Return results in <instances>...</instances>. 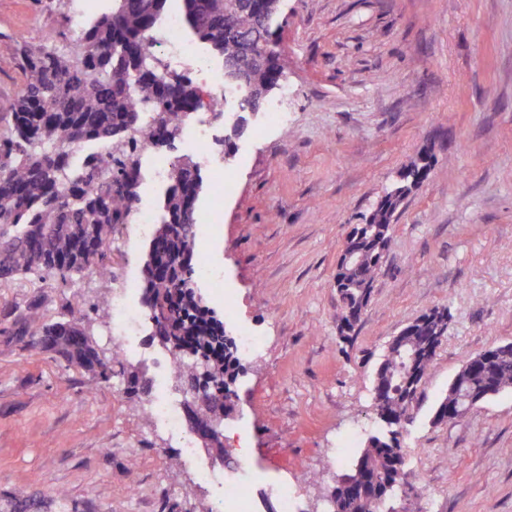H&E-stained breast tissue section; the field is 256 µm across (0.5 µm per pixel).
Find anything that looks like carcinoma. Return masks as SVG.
Segmentation results:
<instances>
[{"label": "carcinoma", "instance_id": "1", "mask_svg": "<svg viewBox=\"0 0 512 512\" xmlns=\"http://www.w3.org/2000/svg\"><path fill=\"white\" fill-rule=\"evenodd\" d=\"M170 0H112V9L91 20L77 39L60 47L50 34L39 45L16 41L24 88L8 127L0 131V281L30 275L65 282L85 273L112 272L109 251L118 224L135 220L140 200L141 148L171 145L186 120L200 109L198 87L173 74L154 52V35ZM189 36L209 45L224 64L226 81L243 91L240 111L261 112L282 86L279 28L282 0H177ZM160 225L150 247L158 266L146 265L142 280L154 335L173 336L192 353L174 361L179 384L200 383L196 361L210 364L207 395L219 399L224 415L236 406L242 364L235 338L208 314L194 293L199 268L194 225L202 188L198 165L189 157L170 172ZM397 176L381 206L356 225L362 259L343 274L341 306L360 304L362 291L379 274L391 242L392 212L408 195ZM173 296L169 313L155 315L153 303ZM405 348L419 354L416 370L425 378L434 365L436 339L448 329V308L435 307L417 320ZM23 333L32 345L52 351L90 381L107 382L112 361L97 350L83 319L50 322L37 306L28 308ZM407 358L389 349L373 386V408L385 425L364 447L328 499L329 512H360L365 496L374 512L398 511L390 501L400 486L405 453L394 423L404 426L414 405ZM434 409L436 424L461 420V390L494 393L512 389V350L497 355L487 371L461 374Z\"/></svg>", "mask_w": 512, "mask_h": 512}]
</instances>
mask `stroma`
Here are the masks:
<instances>
[{
  "label": "stroma",
  "instance_id": "stroma-1",
  "mask_svg": "<svg viewBox=\"0 0 512 512\" xmlns=\"http://www.w3.org/2000/svg\"><path fill=\"white\" fill-rule=\"evenodd\" d=\"M111 0H0V113L24 78L15 38L75 35ZM287 80L245 129L211 122L231 143L220 196L204 177L197 208L216 234L197 236L211 276L195 291L230 336L262 335L243 357L238 399L224 421L227 462L178 437L142 407L176 390L173 361L144 326L110 381L81 371L22 336L28 306L48 318L85 316L114 354L111 310L91 311L129 276L142 277L150 242L136 224L112 238V277L67 285L35 277L0 287V512H220L223 490L200 470L265 493L278 512L282 483L298 512H326L328 496L366 435L374 371L389 340L434 306L451 313L403 438V503L412 512H512V390L463 420L433 425L450 381L479 352L512 343V0H284ZM431 150L428 180L397 210L392 242L359 324L337 330L336 261L354 224L399 170ZM232 302L234 317L224 315ZM143 376L131 395L127 376ZM249 467L234 471L239 441ZM178 466H170V456Z\"/></svg>",
  "mask_w": 512,
  "mask_h": 512
}]
</instances>
